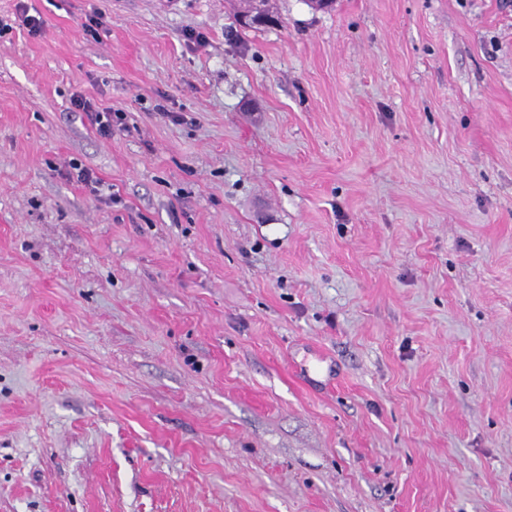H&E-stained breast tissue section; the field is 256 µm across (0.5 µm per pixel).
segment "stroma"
Returning <instances> with one entry per match:
<instances>
[{
	"instance_id": "35a3bbf8",
	"label": "stroma",
	"mask_w": 512,
	"mask_h": 512,
	"mask_svg": "<svg viewBox=\"0 0 512 512\" xmlns=\"http://www.w3.org/2000/svg\"><path fill=\"white\" fill-rule=\"evenodd\" d=\"M19 2L0 512H512V0ZM70 103L73 111L84 112L99 134L104 137H111L112 131L116 128H126L124 112L103 106L82 92L73 93Z\"/></svg>"
}]
</instances>
